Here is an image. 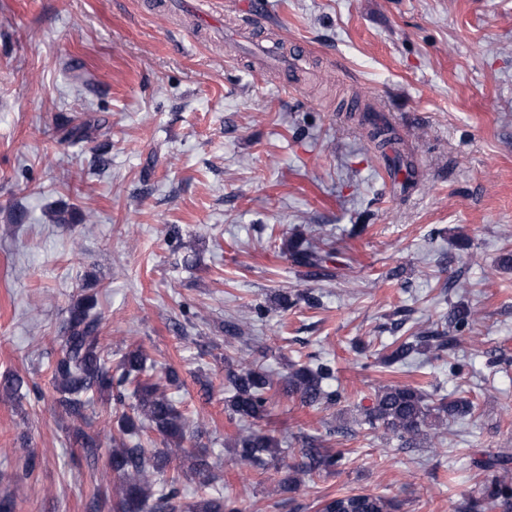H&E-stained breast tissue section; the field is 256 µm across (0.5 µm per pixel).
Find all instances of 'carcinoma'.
I'll return each mask as SVG.
<instances>
[{
	"instance_id": "1",
	"label": "carcinoma",
	"mask_w": 512,
	"mask_h": 512,
	"mask_svg": "<svg viewBox=\"0 0 512 512\" xmlns=\"http://www.w3.org/2000/svg\"><path fill=\"white\" fill-rule=\"evenodd\" d=\"M370 125V137L380 150L396 143L393 129L376 115L365 116ZM283 253L298 267L321 270L323 263L334 255L329 243L303 245L293 239H283ZM94 301L85 298L70 308L65 334L61 339V356L51 366L56 392L55 412L72 421V436L81 456L95 463L106 456V470L117 480L114 512H236L224 504V495L205 491L198 499L184 502L175 481L157 486V477L166 472L172 459L188 462V470L195 476L216 481L213 465L208 457L186 446L189 420L168 397L165 384L178 381L175 370L168 368L164 380L153 381L144 377L147 354L140 346L128 349L116 367L107 365L102 329L98 318L91 315ZM455 342L447 332L432 331L409 336L393 342L394 349L387 356L390 363L405 361L411 354H424L442 350ZM333 367L328 363L309 364L292 368L282 380L278 392L297 397L307 406L330 403L338 394L327 392L323 381L332 378ZM224 379L230 396L224 399L229 420L249 423L251 427L239 432L233 442L239 461L265 474L269 470L284 473L281 483L298 485L303 477L329 474L340 464L341 455L328 450L310 448L299 461L292 463L281 456L280 441L272 429L257 423L269 421L273 380L247 358L225 368ZM18 377H7L0 382V399L14 398L22 387ZM105 397L119 405L131 397V412L122 413L119 430L103 442L98 432H88V411L95 397ZM471 411L465 399L437 403L428 401L423 391L412 386L387 385L380 388L372 407L365 413L369 428L392 433L404 444L433 442L438 426L445 419L466 415ZM147 427L161 437L163 449H148L142 442L127 440ZM107 452H102V448ZM508 473L496 476L484 489L482 498L471 502L472 512H512V487ZM391 504L368 494H349L328 499L321 512H389Z\"/></svg>"
}]
</instances>
